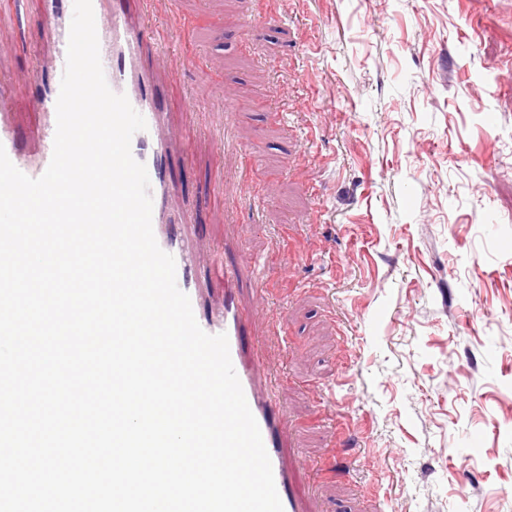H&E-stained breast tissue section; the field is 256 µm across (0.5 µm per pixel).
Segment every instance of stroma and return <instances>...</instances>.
I'll use <instances>...</instances> for the list:
<instances>
[{"mask_svg": "<svg viewBox=\"0 0 512 512\" xmlns=\"http://www.w3.org/2000/svg\"><path fill=\"white\" fill-rule=\"evenodd\" d=\"M207 59L175 54L167 97L195 140L184 197L223 170L213 243L271 256L262 348L313 512H512V0H178ZM278 12L272 28L253 14ZM37 23L0 32L18 131L42 121ZM233 133L254 180L220 151ZM208 101L210 120L181 112ZM272 179L270 204L254 199Z\"/></svg>", "mask_w": 512, "mask_h": 512, "instance_id": "stroma-1", "label": "stroma"}]
</instances>
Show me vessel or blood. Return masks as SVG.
Masks as SVG:
<instances>
[{"label": "vessel or blood", "instance_id": "b4317fda", "mask_svg": "<svg viewBox=\"0 0 512 512\" xmlns=\"http://www.w3.org/2000/svg\"><path fill=\"white\" fill-rule=\"evenodd\" d=\"M136 2L92 0L100 59L109 87L125 94L146 120V130L137 132L132 138L131 152L148 172L156 241L162 250L173 255L177 284L196 307L201 302V288L191 277L185 250L173 242L164 229L169 222L188 229L198 222L196 208L190 203L184 204L174 216L165 213L172 192L166 176V159L175 154H189L191 147L175 133L164 130L168 113L163 104L164 79L154 66L164 42L172 33L184 29L187 21L175 9L159 22L134 20L132 6ZM30 12L41 22L40 42L50 53L49 87L40 100L45 119L32 135L35 153L29 157L18 142L8 107L1 105L0 146L19 170L36 178L45 172L53 154L56 101L66 63L73 0H0V28H21ZM265 263V258L242 251L211 266L208 281L223 288L224 309L221 316L199 319L198 324L206 333L223 332L228 336L231 360L259 425L284 512H310L311 501L300 472L286 464L279 441L287 419L280 411L276 396L260 389L267 365L253 334L257 328L274 322L268 313L266 292L261 285Z\"/></svg>", "mask_w": 512, "mask_h": 512}]
</instances>
